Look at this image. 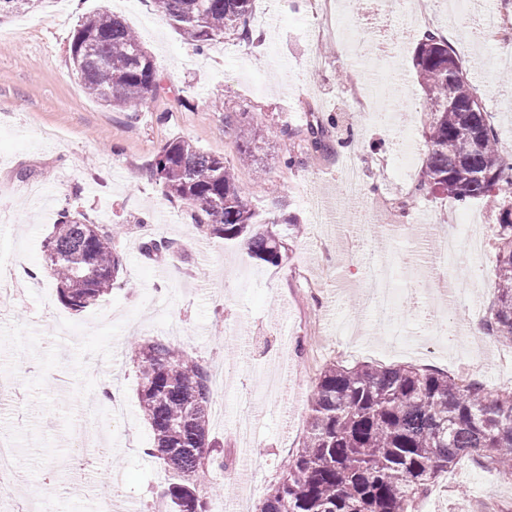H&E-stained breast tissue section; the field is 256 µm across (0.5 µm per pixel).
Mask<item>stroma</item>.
I'll list each match as a JSON object with an SVG mask.
<instances>
[{"instance_id": "35a3bbf8", "label": "stroma", "mask_w": 512, "mask_h": 512, "mask_svg": "<svg viewBox=\"0 0 512 512\" xmlns=\"http://www.w3.org/2000/svg\"><path fill=\"white\" fill-rule=\"evenodd\" d=\"M434 2L435 18L417 29L448 37L480 92L503 155L512 159V89L500 81L512 74V59L504 54L512 37L482 38L469 14ZM98 10L111 11L139 35L166 87L132 118L86 95L71 69L73 35ZM316 25L312 0H254L249 26L258 40L230 33L200 53L152 0H66L60 16L51 15L50 0H38L23 14L0 20V209L10 215L0 229V259L38 273L27 291L0 299V435L12 441L23 477L0 492V512L20 506L38 512L44 501L56 502L61 512H96L108 500L114 512H124L128 502L136 512H151L173 478L146 453L152 432L139 410L130 344L167 338L174 323L182 329L169 337L174 345L224 372L213 401L223 413L211 415L209 438L220 443L226 466L209 474L216 490L208 499L210 512H225L242 494L257 512L300 446L310 395L327 363L412 365L457 375L460 359L446 341L418 336L407 349L364 314L369 256L377 248L382 256L405 258L409 227L423 212L435 224L477 223L483 270L457 279V302L445 316L484 322L494 300L497 205L485 199L461 206L418 189L425 153L415 40H402L397 26L387 31L406 87L363 112L354 97L374 96L370 53L376 36L360 30L352 54L337 32L314 36ZM332 115L339 123L324 132L331 152L279 133L284 126L298 133ZM247 123L272 132L253 146L252 161L243 163L238 128ZM176 137L235 165L239 193L259 223L288 245L281 265L252 259L242 244L206 237L180 202L164 198L150 164ZM409 143L417 160L407 171L402 155ZM289 153L300 159L290 168L283 164ZM351 157L363 169L356 210L386 197L397 226L391 232L366 223L368 235H381L382 242L370 240L358 251L338 243L349 236L348 224L322 222L315 208L324 199L346 209L343 171ZM68 193L90 217L120 227L118 283L82 312L60 304L45 268L44 241ZM291 218L301 224V235L290 233ZM153 233L173 239L175 250L146 257L141 243ZM284 331L301 350H283ZM241 395L256 411L252 477L224 496L227 471L237 468L240 457ZM491 497L512 498V476L465 457L415 507L457 512L463 504L483 512Z\"/></svg>"}]
</instances>
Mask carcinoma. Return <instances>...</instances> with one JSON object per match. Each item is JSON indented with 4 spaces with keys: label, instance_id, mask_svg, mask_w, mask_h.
Listing matches in <instances>:
<instances>
[{
    "label": "carcinoma",
    "instance_id": "carcinoma-1",
    "mask_svg": "<svg viewBox=\"0 0 512 512\" xmlns=\"http://www.w3.org/2000/svg\"><path fill=\"white\" fill-rule=\"evenodd\" d=\"M36 0H0V18ZM253 0H152L180 36L201 51L228 32L250 36ZM83 89L123 112H137L161 89L158 70L132 29L108 11L85 17L70 45ZM424 92L426 164L418 190L466 204H499L493 270L495 296L484 326L512 344V164L498 151V134L448 41L429 31L414 50ZM264 129H241L242 156ZM495 173L480 178L483 170ZM153 175L164 197L181 202L191 223L226 242H244L252 258L278 266L281 239L262 229L238 191L224 158L176 138L158 152ZM111 224L73 210L66 198L45 244L59 301L81 312L112 292L122 268ZM173 248L163 236L142 243L149 256ZM138 405L154 434L146 453L178 476L168 489L170 512H208L198 485L224 458L208 439L214 389L207 362L183 348L148 338L132 350ZM464 456L512 474V390L493 394L414 366L323 367L310 401L301 448L263 498L259 512H412L436 479Z\"/></svg>",
    "mask_w": 512,
    "mask_h": 512
}]
</instances>
